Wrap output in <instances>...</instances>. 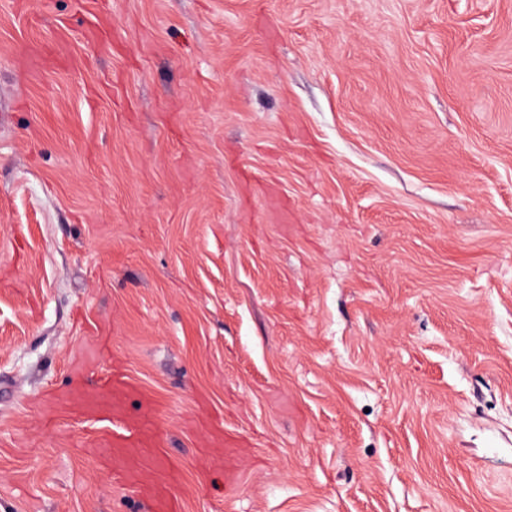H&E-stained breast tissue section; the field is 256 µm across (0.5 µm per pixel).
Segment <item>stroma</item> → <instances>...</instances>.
Segmentation results:
<instances>
[{
  "instance_id": "obj_1",
  "label": "stroma",
  "mask_w": 512,
  "mask_h": 512,
  "mask_svg": "<svg viewBox=\"0 0 512 512\" xmlns=\"http://www.w3.org/2000/svg\"><path fill=\"white\" fill-rule=\"evenodd\" d=\"M117 362L182 512H512V0H0V512Z\"/></svg>"
}]
</instances>
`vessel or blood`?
I'll use <instances>...</instances> for the list:
<instances>
[{
  "label": "vessel or blood",
  "mask_w": 512,
  "mask_h": 512,
  "mask_svg": "<svg viewBox=\"0 0 512 512\" xmlns=\"http://www.w3.org/2000/svg\"><path fill=\"white\" fill-rule=\"evenodd\" d=\"M111 402L98 400L84 390L75 389L67 399L77 405L83 416L105 422L94 447L112 463L114 481L132 487L147 502L149 512H179V501L168 487L178 479L168 459L156 423L152 402H145L136 418H128L123 405L137 388L121 370H113L103 382Z\"/></svg>",
  "instance_id": "b4317fda"
}]
</instances>
